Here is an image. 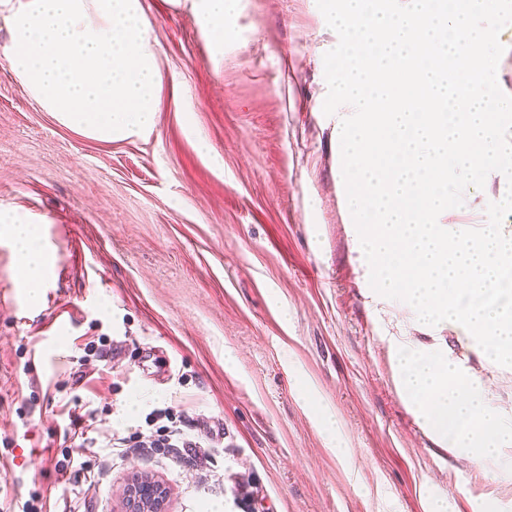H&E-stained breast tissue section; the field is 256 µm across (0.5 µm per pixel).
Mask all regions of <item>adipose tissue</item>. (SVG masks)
<instances>
[{"label": "adipose tissue", "mask_w": 512, "mask_h": 512, "mask_svg": "<svg viewBox=\"0 0 512 512\" xmlns=\"http://www.w3.org/2000/svg\"><path fill=\"white\" fill-rule=\"evenodd\" d=\"M240 0H191V7L200 28L208 35L216 53H223L224 44L233 30L234 16ZM0 229L7 231L16 244L17 269L29 298H39L53 256L41 241L37 225L25 224L0 209Z\"/></svg>", "instance_id": "ef3b65f1"}]
</instances>
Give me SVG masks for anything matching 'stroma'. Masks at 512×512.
Returning a JSON list of instances; mask_svg holds the SVG:
<instances>
[{"instance_id":"stroma-1","label":"stroma","mask_w":512,"mask_h":512,"mask_svg":"<svg viewBox=\"0 0 512 512\" xmlns=\"http://www.w3.org/2000/svg\"><path fill=\"white\" fill-rule=\"evenodd\" d=\"M142 4L163 74L150 135L84 136L0 64V206L53 254L30 302L0 230V512H126L140 474L165 512H243L242 479L253 512H512V483L435 447L396 390L389 339L417 329L372 301L352 250L316 0H241L218 61L188 0ZM500 186L488 175L442 223H487ZM440 335L512 407V369ZM170 433L183 445L140 451ZM321 425L323 429L327 432L328 435V443L333 451L336 452V455L342 456L345 453L344 440L342 438L341 433L339 432L336 426V420L332 413H330L326 409H321L319 412Z\"/></svg>"}]
</instances>
